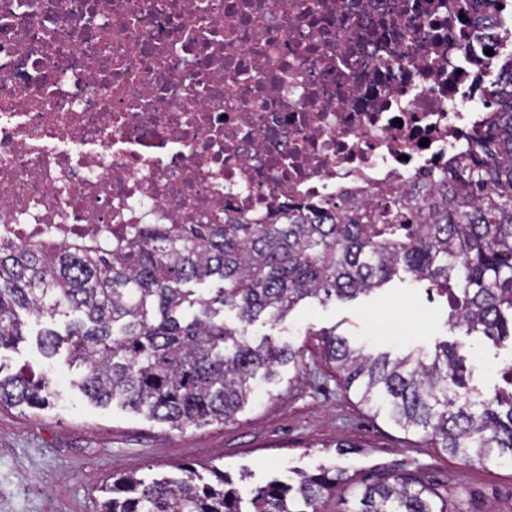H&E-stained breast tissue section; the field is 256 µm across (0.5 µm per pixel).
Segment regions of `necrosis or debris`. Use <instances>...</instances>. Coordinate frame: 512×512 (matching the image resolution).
<instances>
[{"mask_svg": "<svg viewBox=\"0 0 512 512\" xmlns=\"http://www.w3.org/2000/svg\"><path fill=\"white\" fill-rule=\"evenodd\" d=\"M510 59L512 0H0V247L400 191Z\"/></svg>", "mask_w": 512, "mask_h": 512, "instance_id": "4bbe7bcc", "label": "necrosis or debris"}]
</instances>
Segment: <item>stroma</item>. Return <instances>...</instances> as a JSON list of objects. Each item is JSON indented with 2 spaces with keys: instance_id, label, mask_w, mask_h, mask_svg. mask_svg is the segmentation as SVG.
Segmentation results:
<instances>
[{
  "instance_id": "1",
  "label": "stroma",
  "mask_w": 512,
  "mask_h": 512,
  "mask_svg": "<svg viewBox=\"0 0 512 512\" xmlns=\"http://www.w3.org/2000/svg\"><path fill=\"white\" fill-rule=\"evenodd\" d=\"M332 328L365 350L394 355L456 339L445 297L408 278L351 301L302 302L279 324L261 319L246 328L252 341L269 336L301 351L300 369L281 367L274 398L259 396L229 423L184 431L116 404H91L79 388L82 368L62 353L45 359L34 337L1 349L9 371L26 364L46 373L55 396L43 409H0V512H97L99 488L113 477L149 480L182 463L224 469L245 497L271 477L288 482L294 471L322 465L360 477L417 468L430 482L462 488L469 512H512L511 467L464 464L374 416L344 389L317 337ZM465 343L473 385L492 391L512 344L480 336Z\"/></svg>"
}]
</instances>
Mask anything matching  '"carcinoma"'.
Listing matches in <instances>:
<instances>
[{
	"label": "carcinoma",
	"mask_w": 512,
	"mask_h": 512,
	"mask_svg": "<svg viewBox=\"0 0 512 512\" xmlns=\"http://www.w3.org/2000/svg\"><path fill=\"white\" fill-rule=\"evenodd\" d=\"M490 103L471 149L402 192L323 213L298 206L267 224H130L107 251L0 248V349L23 339L25 316L68 317L65 332H38L42 356L66 348L85 368L90 402L118 401L182 431L233 420L278 367L299 368L300 350L254 345L246 325L277 324L309 299L369 295L402 273L446 297L460 335L512 340V80ZM205 282L215 284L207 295L189 287ZM227 310L241 326L225 322ZM319 336L325 362L374 415L468 465H512V360L484 394L467 384L459 341L393 357L334 329ZM52 394L42 375L0 365V407L34 408ZM177 469V480L112 478L100 512H323L338 487L351 490L340 512H467L463 492L416 470L300 472L294 484L256 488L245 508L224 471L211 468L206 482L190 463Z\"/></svg>",
	"instance_id": "carcinoma-1"
}]
</instances>
